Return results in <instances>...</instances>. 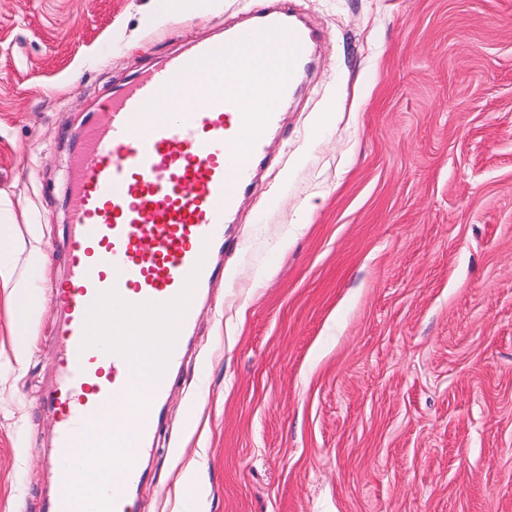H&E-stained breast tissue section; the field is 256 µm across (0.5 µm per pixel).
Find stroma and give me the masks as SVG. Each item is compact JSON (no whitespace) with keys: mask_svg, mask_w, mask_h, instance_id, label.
Returning a JSON list of instances; mask_svg holds the SVG:
<instances>
[{"mask_svg":"<svg viewBox=\"0 0 512 512\" xmlns=\"http://www.w3.org/2000/svg\"><path fill=\"white\" fill-rule=\"evenodd\" d=\"M276 0H0V512H46L60 314L15 364L13 281L67 275L83 128ZM319 36L224 226L139 512H512V0H292ZM327 113L315 125L319 113ZM270 278H262L266 267Z\"/></svg>","mask_w":512,"mask_h":512,"instance_id":"35a3bbf8","label":"stroma"}]
</instances>
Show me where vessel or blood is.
<instances>
[{"mask_svg":"<svg viewBox=\"0 0 512 512\" xmlns=\"http://www.w3.org/2000/svg\"><path fill=\"white\" fill-rule=\"evenodd\" d=\"M277 40L290 65L280 70L275 101L244 114L239 92L259 100L266 83L248 67L251 46ZM317 35L287 12H263L253 26L203 41L115 93L94 117L84 155L70 173L76 206L67 239L68 275L54 302L63 314L55 339L58 378L45 397L55 422V454L48 465L56 489L48 512H78L67 497L76 448L112 401L127 398L132 368L120 355L82 348L87 314L100 292L116 290L131 303H164L183 289L190 272L197 287L223 276L202 252H224V223L255 180L269 133L280 123V100L290 97L312 58ZM202 98L178 112V95ZM170 376L153 384L146 411L136 417L126 447L132 456L115 486L113 512H136L141 462L154 448L159 405Z\"/></svg>","mask_w":512,"mask_h":512,"instance_id":"1","label":"vessel or blood"}]
</instances>
